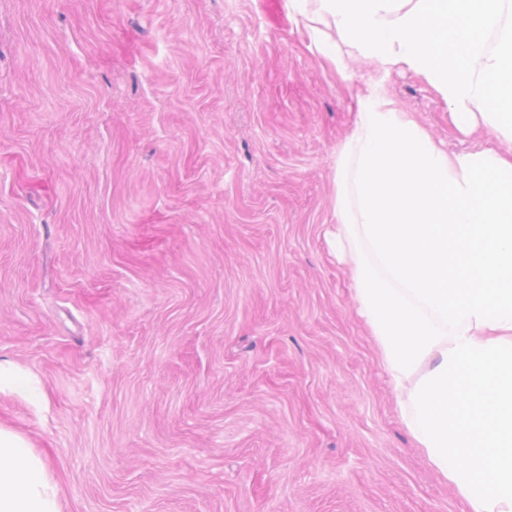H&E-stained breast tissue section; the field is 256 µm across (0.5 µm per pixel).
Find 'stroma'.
Here are the masks:
<instances>
[{"mask_svg":"<svg viewBox=\"0 0 512 512\" xmlns=\"http://www.w3.org/2000/svg\"><path fill=\"white\" fill-rule=\"evenodd\" d=\"M285 0H0V424L61 512H467L401 419L328 249L348 75Z\"/></svg>","mask_w":512,"mask_h":512,"instance_id":"obj_1","label":"stroma"}]
</instances>
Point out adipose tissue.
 Returning <instances> with one entry per match:
<instances>
[{
	"instance_id": "ef3b65f1",
	"label": "adipose tissue",
	"mask_w": 512,
	"mask_h": 512,
	"mask_svg": "<svg viewBox=\"0 0 512 512\" xmlns=\"http://www.w3.org/2000/svg\"><path fill=\"white\" fill-rule=\"evenodd\" d=\"M314 43L421 77L460 131L448 153L379 94L336 150L327 241L401 418L469 512H512V0H286ZM0 426V512H59L43 460Z\"/></svg>"
}]
</instances>
